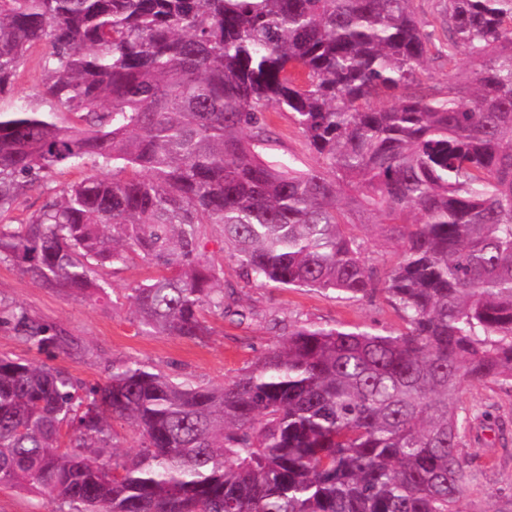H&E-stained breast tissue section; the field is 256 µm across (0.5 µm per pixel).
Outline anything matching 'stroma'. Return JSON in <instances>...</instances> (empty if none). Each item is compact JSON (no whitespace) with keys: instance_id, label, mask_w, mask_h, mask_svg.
<instances>
[{"instance_id":"stroma-1","label":"stroma","mask_w":512,"mask_h":512,"mask_svg":"<svg viewBox=\"0 0 512 512\" xmlns=\"http://www.w3.org/2000/svg\"><path fill=\"white\" fill-rule=\"evenodd\" d=\"M269 138L261 147L262 158L273 164L293 163L298 168L318 167L303 134L287 113L267 115ZM354 232L373 265L395 261V246L381 217L357 223ZM219 234L208 236L204 260L219 264L225 286L235 291L250 317L245 323L206 313L207 336L188 339L139 330L129 314V295L159 272L154 261L140 255L124 264L103 267L110 288L107 297L81 300L32 283L15 267L0 264V303L21 306L32 318L56 326L69 336V352L49 357L23 343L13 329L0 325V354L46 364L68 372L86 385L105 383L112 366L134 362L199 385H219L255 368L288 330L303 325L371 327L379 332L402 328L399 313L376 294L349 298L328 290L288 289L261 285L243 277L237 265L224 258ZM466 411L486 414L485 423L473 424L463 437L462 452L479 479L468 500L470 512H488L489 493L512 498V439L499 444L498 425L512 430V384L472 383L458 395Z\"/></svg>"}]
</instances>
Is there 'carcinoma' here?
Returning <instances> with one entry per match:
<instances>
[{"instance_id":"obj_1","label":"carcinoma","mask_w":512,"mask_h":512,"mask_svg":"<svg viewBox=\"0 0 512 512\" xmlns=\"http://www.w3.org/2000/svg\"><path fill=\"white\" fill-rule=\"evenodd\" d=\"M415 0H0V102L39 48L41 111L0 106V217L59 168L96 172L15 227L0 263L76 296L139 252L145 333L199 338L205 312L244 319L208 232L243 276L377 292L403 327L299 326L219 386L137 363L85 389L0 356V484L66 512H468L467 383L512 382V0H443L435 44ZM448 64L442 94L422 76ZM388 93L389 106L367 107ZM286 112L317 169L258 151ZM380 214L397 260L369 263L350 206ZM38 351L71 340L0 305ZM140 441L110 446L111 421ZM469 62L463 55H459L455 70H464L469 68ZM448 70V61L443 58H436L430 56L429 62L427 63V70L423 76V82L425 86L434 89V91L443 93L448 85V74L452 73Z\"/></svg>"}]
</instances>
